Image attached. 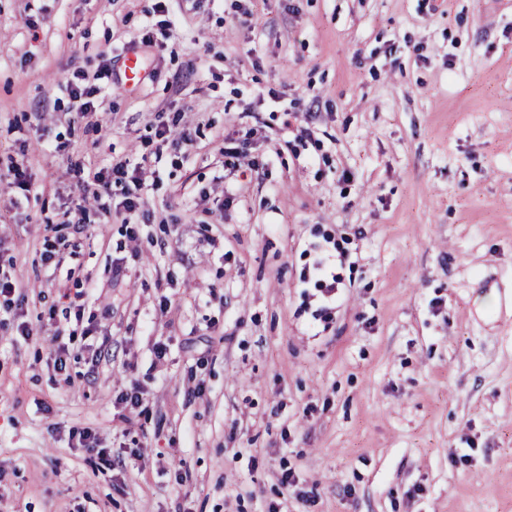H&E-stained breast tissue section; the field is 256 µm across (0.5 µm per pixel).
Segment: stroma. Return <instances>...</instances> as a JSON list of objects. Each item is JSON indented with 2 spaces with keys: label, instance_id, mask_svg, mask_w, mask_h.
<instances>
[{
  "label": "stroma",
  "instance_id": "obj_1",
  "mask_svg": "<svg viewBox=\"0 0 512 512\" xmlns=\"http://www.w3.org/2000/svg\"><path fill=\"white\" fill-rule=\"evenodd\" d=\"M153 4L0 0V512H512V0ZM124 161L150 223L46 231ZM145 73L142 56L134 51L128 52L123 59V87L132 88L138 86L143 82ZM70 97L73 102L72 111L76 112L77 118H84L89 112H93V97L97 90L93 86H83L74 80L69 82ZM163 119V117H161ZM158 120V123L155 124V133L154 136L161 141H170L171 144L175 145L179 149H188L189 147H193L194 139L191 136V133L185 129L177 131L173 128H176L179 123L178 116H174L169 120ZM23 286L12 283L9 281H4L3 283L0 281V296L5 297L2 302H0V309L4 311L10 312L14 309H18V307H22V305L27 300V295L22 291ZM16 295V296H15ZM15 296V298L11 297ZM72 437L76 440L77 445L81 448H86L90 453H95L97 458L105 465L112 464L111 449L96 448L97 437L96 433L90 428H74Z\"/></svg>",
  "mask_w": 512,
  "mask_h": 512
}]
</instances>
